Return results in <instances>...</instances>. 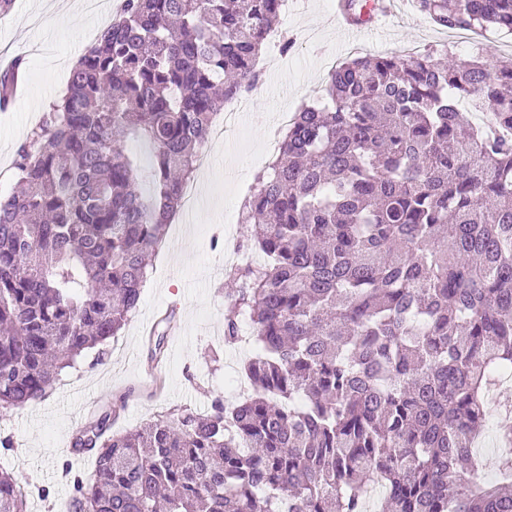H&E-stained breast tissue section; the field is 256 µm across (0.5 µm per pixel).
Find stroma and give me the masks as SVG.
Returning <instances> with one entry per match:
<instances>
[{
  "instance_id": "1",
  "label": "stroma",
  "mask_w": 512,
  "mask_h": 512,
  "mask_svg": "<svg viewBox=\"0 0 512 512\" xmlns=\"http://www.w3.org/2000/svg\"><path fill=\"white\" fill-rule=\"evenodd\" d=\"M336 0H291L287 18L277 25L293 47L276 66L264 69L248 91L244 124L248 138L229 135L210 150L211 164L198 178L207 204L191 217L170 224L165 245L153 258L136 312L120 336L109 340L103 359L87 355L66 370L45 399L0 412V438L12 446L0 465L28 487L27 512H68L72 486L62 475L63 460L74 471L92 476V455L72 452L75 435L100 412L118 413L114 428L133 430L158 417L182 411L206 413L215 396L232 389L231 376L251 356L248 345H224L226 294L224 224H240V205L249 196L256 173L277 144V115L297 111L324 94L331 60L380 55L445 44L448 34L412 12L410 6L381 28L363 27L345 34L331 18ZM109 0L96 12L65 16L42 24L46 0H15L0 18V60L24 55L27 76L23 96L0 108V198L14 190L16 150L44 119L50 103L65 92L66 61L83 53L86 43L111 22ZM457 63L485 56L489 63L512 56V35L471 34L469 44L453 47ZM171 317L156 377L145 374L150 363L149 334ZM49 497H41L42 488Z\"/></svg>"
}]
</instances>
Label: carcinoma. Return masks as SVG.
Masks as SVG:
<instances>
[{"label":"carcinoma","instance_id":"1","mask_svg":"<svg viewBox=\"0 0 512 512\" xmlns=\"http://www.w3.org/2000/svg\"><path fill=\"white\" fill-rule=\"evenodd\" d=\"M283 0H121L0 199V410L117 336L217 110L259 78ZM434 25L512 32V0H417ZM23 59L0 71L9 104ZM488 113L475 124L472 113ZM153 149L141 189L130 140ZM226 271L243 401L75 437L73 512H512V431L478 447L512 369V63L429 49L330 70L255 177ZM490 462L499 481H480ZM0 469V512H25Z\"/></svg>","mask_w":512,"mask_h":512}]
</instances>
